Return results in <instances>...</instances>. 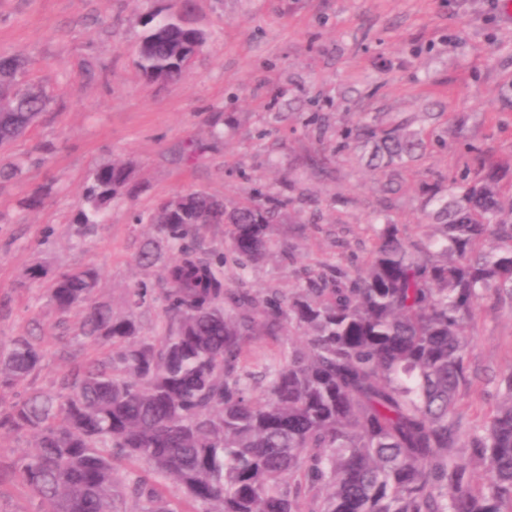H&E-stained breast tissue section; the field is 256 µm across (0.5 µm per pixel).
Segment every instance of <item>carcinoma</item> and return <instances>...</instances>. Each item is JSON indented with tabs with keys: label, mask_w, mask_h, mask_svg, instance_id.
<instances>
[{
	"label": "carcinoma",
	"mask_w": 512,
	"mask_h": 512,
	"mask_svg": "<svg viewBox=\"0 0 512 512\" xmlns=\"http://www.w3.org/2000/svg\"><path fill=\"white\" fill-rule=\"evenodd\" d=\"M137 66L176 83L207 34L179 10L144 21ZM26 63L0 58V147L24 135L50 104L25 81ZM343 147L370 148L373 167L419 160L423 131L374 117ZM494 167L451 181L427 201L430 233L405 239L382 221L371 260L354 272L328 265L288 295L224 283L226 257L194 240L225 227L242 271L271 253L274 191L229 207L204 192L160 203L157 237L140 261L163 263L165 331L96 300L98 273L56 275L49 301L83 308L80 337L93 355L55 392L28 388L0 410V431L27 435L14 462L30 495L52 512H512V369L487 420L461 436L457 405L469 381L471 325L480 302L512 300V188ZM129 181L121 163L96 168L79 201L80 230L101 222ZM288 352L254 371L246 348L291 330ZM42 347L18 336L0 354V387L26 384ZM488 478L473 479L474 465ZM130 469L120 479V468ZM180 489L188 508L164 505ZM307 500L308 508L301 507Z\"/></svg>",
	"instance_id": "carcinoma-1"
}]
</instances>
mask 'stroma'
<instances>
[{"instance_id":"35a3bbf8","label":"stroma","mask_w":512,"mask_h":512,"mask_svg":"<svg viewBox=\"0 0 512 512\" xmlns=\"http://www.w3.org/2000/svg\"><path fill=\"white\" fill-rule=\"evenodd\" d=\"M171 0H0V55L28 63L52 97L29 131L0 152V350L36 337L44 360L32 387L56 390L87 356L81 310L60 316L52 274L100 275L96 298L133 310L140 333L161 331V265L138 254L162 199L202 191L235 204L274 186L290 198L272 254L227 287L286 293L322 265L364 266L378 231L370 216L421 239L431 190L476 177L477 156L512 166V22L489 0H195L208 41L185 79L162 85L137 67L142 20ZM385 115L426 129L431 143L399 173L357 163L337 133ZM205 152L188 156L190 142ZM112 162L128 185L101 223L78 234L77 204L93 170ZM45 202L28 211L35 191ZM470 383L459 404L470 429L496 404L512 369V302L485 301L473 321ZM27 436L0 431V512H47L13 468Z\"/></svg>"}]
</instances>
